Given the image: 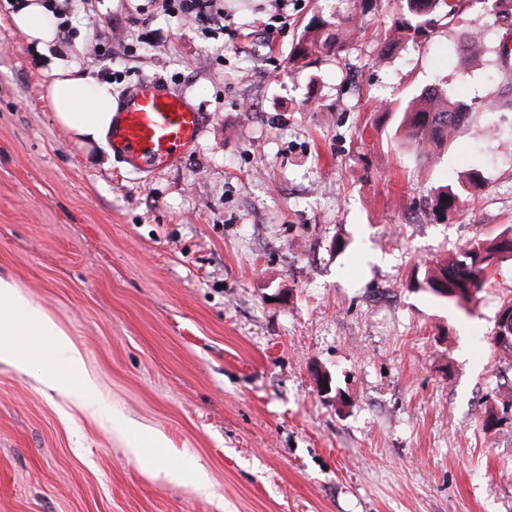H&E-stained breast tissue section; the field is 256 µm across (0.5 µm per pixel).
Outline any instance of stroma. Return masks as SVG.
Wrapping results in <instances>:
<instances>
[{"instance_id": "obj_1", "label": "stroma", "mask_w": 512, "mask_h": 512, "mask_svg": "<svg viewBox=\"0 0 512 512\" xmlns=\"http://www.w3.org/2000/svg\"><path fill=\"white\" fill-rule=\"evenodd\" d=\"M220 3L232 22L208 29L156 0H94L42 56L0 0V278L84 364L51 389V349L0 360V512H512V421L480 424L512 381L489 343L512 261L463 306L410 288L512 226V110L484 109L512 34L471 0L388 53L371 31L395 2L371 0L355 16L369 34L296 69L312 11L346 0H288L269 32L275 0ZM471 30L488 50L462 65ZM51 57L116 93L174 84L206 115L195 152L143 178L75 142L44 94ZM434 83L478 113L420 166L392 111ZM475 165L473 197L435 216Z\"/></svg>"}]
</instances>
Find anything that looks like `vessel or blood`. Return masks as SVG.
Segmentation results:
<instances>
[{
	"label": "vessel or blood",
	"mask_w": 512,
	"mask_h": 512,
	"mask_svg": "<svg viewBox=\"0 0 512 512\" xmlns=\"http://www.w3.org/2000/svg\"><path fill=\"white\" fill-rule=\"evenodd\" d=\"M203 129V112L179 89L146 79L130 87L120 100L112 126V151L129 168L148 175L180 164Z\"/></svg>",
	"instance_id": "1"
}]
</instances>
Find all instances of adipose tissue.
<instances>
[{
	"label": "adipose tissue",
	"instance_id": "obj_1",
	"mask_svg": "<svg viewBox=\"0 0 512 512\" xmlns=\"http://www.w3.org/2000/svg\"><path fill=\"white\" fill-rule=\"evenodd\" d=\"M10 19L13 28L39 52H47L57 40L58 20L45 8L43 0H25L23 6L11 11ZM49 67L51 78L46 94L58 124L76 142L106 147L118 106L111 85L79 76L76 67L56 59L50 60ZM17 331L36 338L53 337V354L65 370L46 371L47 387L60 388L62 373L82 369V358L66 334L42 311L18 296L11 284L0 280V357L25 364L33 355L32 348L7 339L9 333Z\"/></svg>",
	"mask_w": 512,
	"mask_h": 512
}]
</instances>
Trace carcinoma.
I'll return each mask as SVG.
<instances>
[{
  "label": "carcinoma",
  "mask_w": 512,
  "mask_h": 512,
  "mask_svg": "<svg viewBox=\"0 0 512 512\" xmlns=\"http://www.w3.org/2000/svg\"><path fill=\"white\" fill-rule=\"evenodd\" d=\"M462 0H396V17L385 31V45L393 46L410 41H426L433 32L440 11L453 18L462 12ZM488 6L493 21L507 12L512 15V0H479ZM356 35L354 14L315 12L303 26L297 38L290 61L309 67L322 57L345 50ZM486 40L481 32H467L456 48V54L464 61L482 54ZM502 88L496 102L486 105V111L494 112L501 107L512 109V63L501 60ZM400 127L406 137L418 148L416 158L430 162L439 158L454 140L457 128L472 116L469 106L452 98L450 93L436 86L418 90L398 110ZM480 173H471L467 181L456 188H444L435 198L434 211L446 216L459 208V204L479 185ZM512 260V229L492 240L475 239L467 244L459 258L440 262L425 273L414 289L423 290L439 301L462 305L476 299L486 284V270ZM512 409V394L485 404L483 426H492L497 412Z\"/></svg>",
  "instance_id": "cac0c4a2"
}]
</instances>
